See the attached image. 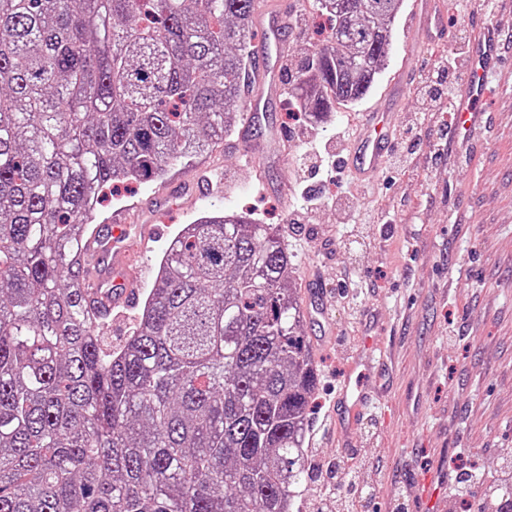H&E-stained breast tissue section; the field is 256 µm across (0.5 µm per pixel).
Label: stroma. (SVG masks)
Instances as JSON below:
<instances>
[{
    "label": "stroma",
    "mask_w": 512,
    "mask_h": 512,
    "mask_svg": "<svg viewBox=\"0 0 512 512\" xmlns=\"http://www.w3.org/2000/svg\"><path fill=\"white\" fill-rule=\"evenodd\" d=\"M263 2L295 24L285 33L278 95L251 141L225 136L189 167L112 197L96 222L108 224L123 211L131 223L152 224L159 208L178 205L165 237L129 241L143 295L168 237L204 213L244 212L277 225L294 263L319 374L308 423L316 435L305 445L318 460L342 462L332 487L337 499H357L358 512H418L421 489L409 477L434 464L447 476L438 488L447 512H464L491 490L512 487V75L491 79L488 123L475 133L470 152L449 160L454 131L447 117L414 123L423 107L419 83L445 55L456 62L457 82L466 80L475 14L466 0H440L450 40H427L408 27L412 0H402L386 68L367 95L333 101L326 116L308 119L287 80L304 49L323 40L324 20L314 0ZM408 53L414 72L405 78L392 149L410 154L409 163L385 167L355 197L311 179L321 201L310 223L293 226L302 204L293 191L298 159L313 144L325 162L347 156L365 113L387 106ZM301 122L306 133H291L264 168L248 163L254 143ZM317 300L327 307L322 322L312 312ZM366 335L395 349L393 366L366 380L391 405L365 412L355 430L358 447L349 454L339 442L336 393L348 351Z\"/></svg>",
    "instance_id": "1"
}]
</instances>
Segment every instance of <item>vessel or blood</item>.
<instances>
[{
	"label": "vessel or blood",
	"instance_id": "1",
	"mask_svg": "<svg viewBox=\"0 0 512 512\" xmlns=\"http://www.w3.org/2000/svg\"><path fill=\"white\" fill-rule=\"evenodd\" d=\"M408 23L411 27L428 30L435 36L448 30V23L435 0H414ZM256 28L266 43L280 44L284 32L283 13L261 11L256 18ZM501 49L497 26H476L473 50L467 65L468 78L456 94V135L467 134L481 124L484 117L482 103L489 95L488 79L502 66ZM254 69L268 87L277 86V66L270 53L257 54ZM393 122L391 111L369 112L366 122L354 138V152L346 161L349 170L357 179H368L385 166L391 152ZM129 234V225L116 218L105 233L90 241V251L98 264V272L88 281L87 288L99 311L104 312L127 304L138 294V274L131 270L127 260L126 240ZM383 360V354L379 353L377 345L368 336L351 353L347 374L338 394V400L348 414L347 421L341 425L345 448L351 449L355 446L353 429L358 415L367 407L381 402L380 395L365 389L361 380L371 374ZM440 480L441 474L436 470L420 478L426 512H446L448 508L447 501L438 500L435 494Z\"/></svg>",
	"mask_w": 512,
	"mask_h": 512
}]
</instances>
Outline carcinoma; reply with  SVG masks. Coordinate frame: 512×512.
Masks as SVG:
<instances>
[{
    "label": "carcinoma",
    "mask_w": 512,
    "mask_h": 512,
    "mask_svg": "<svg viewBox=\"0 0 512 512\" xmlns=\"http://www.w3.org/2000/svg\"><path fill=\"white\" fill-rule=\"evenodd\" d=\"M291 95L318 118L386 64L402 0H316ZM259 0H0V512H292L318 376L277 230L220 210L168 242L135 334H96L85 250L248 111Z\"/></svg>",
    "instance_id": "1"
}]
</instances>
